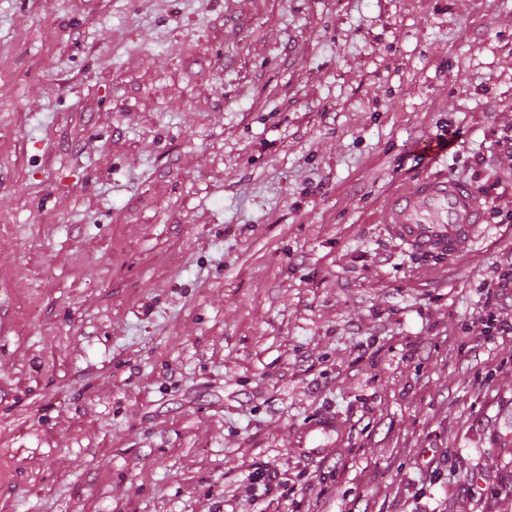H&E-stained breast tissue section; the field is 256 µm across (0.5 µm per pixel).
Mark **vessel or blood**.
<instances>
[{"mask_svg": "<svg viewBox=\"0 0 512 512\" xmlns=\"http://www.w3.org/2000/svg\"><path fill=\"white\" fill-rule=\"evenodd\" d=\"M384 213L395 240L424 251L459 252L483 222L475 193L443 171L392 195ZM340 434L336 417L321 416L298 432L297 451L311 460L331 456L340 445Z\"/></svg>", "mask_w": 512, "mask_h": 512, "instance_id": "obj_1", "label": "vessel or blood"}]
</instances>
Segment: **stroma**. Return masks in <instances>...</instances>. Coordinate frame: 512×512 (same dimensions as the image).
I'll use <instances>...</instances> for the list:
<instances>
[{"label": "stroma", "mask_w": 512, "mask_h": 512, "mask_svg": "<svg viewBox=\"0 0 512 512\" xmlns=\"http://www.w3.org/2000/svg\"><path fill=\"white\" fill-rule=\"evenodd\" d=\"M511 128L512 0H0V512H512ZM384 213L395 240L424 251L457 253L483 224L475 193L443 170L392 195ZM340 441L341 425L338 419L331 415H324L297 433L296 451L306 459L325 458L336 453Z\"/></svg>", "instance_id": "35a3bbf8"}]
</instances>
